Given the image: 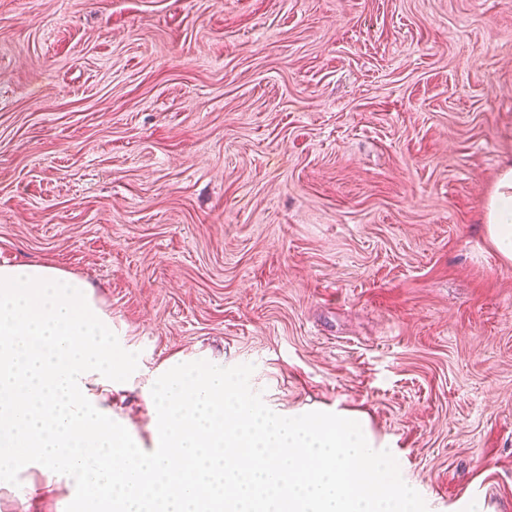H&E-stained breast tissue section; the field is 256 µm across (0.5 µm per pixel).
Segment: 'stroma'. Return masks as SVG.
I'll list each match as a JSON object with an SVG mask.
<instances>
[{"mask_svg": "<svg viewBox=\"0 0 512 512\" xmlns=\"http://www.w3.org/2000/svg\"><path fill=\"white\" fill-rule=\"evenodd\" d=\"M512 0H0V262L87 279L138 368L250 363L343 411L428 512H512ZM65 482L0 483L58 512ZM486 237L506 264H512V160L502 167L482 216Z\"/></svg>", "mask_w": 512, "mask_h": 512, "instance_id": "stroma-1", "label": "stroma"}]
</instances>
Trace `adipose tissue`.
I'll return each mask as SVG.
<instances>
[{"label":"adipose tissue","mask_w":512,"mask_h":512,"mask_svg":"<svg viewBox=\"0 0 512 512\" xmlns=\"http://www.w3.org/2000/svg\"><path fill=\"white\" fill-rule=\"evenodd\" d=\"M486 236L500 258L512 264V160L502 167L482 216Z\"/></svg>","instance_id":"obj_1"}]
</instances>
